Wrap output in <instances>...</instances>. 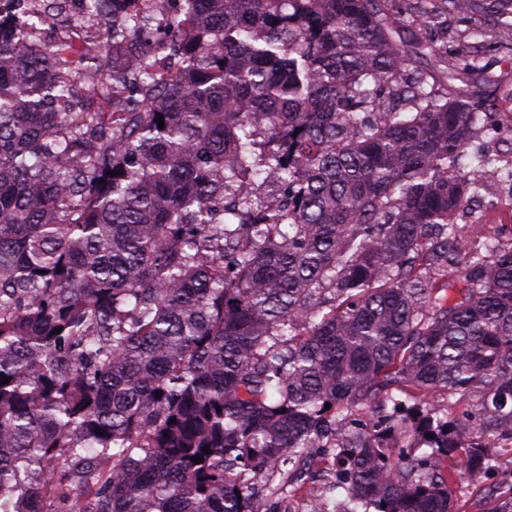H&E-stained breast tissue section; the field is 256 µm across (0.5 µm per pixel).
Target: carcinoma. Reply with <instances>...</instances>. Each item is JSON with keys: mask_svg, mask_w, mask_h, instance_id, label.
Masks as SVG:
<instances>
[{"mask_svg": "<svg viewBox=\"0 0 512 512\" xmlns=\"http://www.w3.org/2000/svg\"><path fill=\"white\" fill-rule=\"evenodd\" d=\"M478 1L512 32V0L447 11ZM179 2L112 29L170 73L0 39V512H263L310 448L363 512H455L512 439V238L456 223L512 182L456 86L480 54L429 81L448 47L385 0ZM74 78L128 99L50 109Z\"/></svg>", "mask_w": 512, "mask_h": 512, "instance_id": "carcinoma-1", "label": "carcinoma"}]
</instances>
